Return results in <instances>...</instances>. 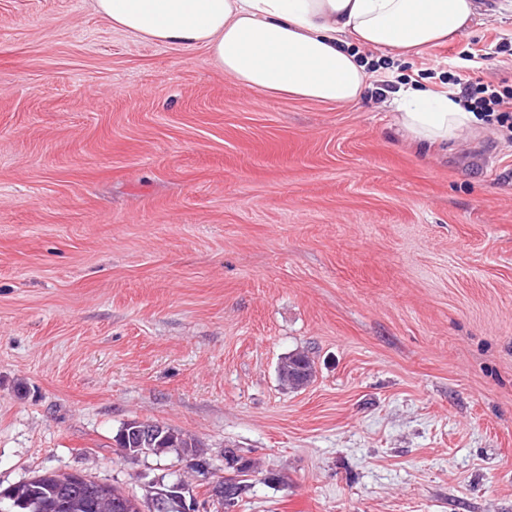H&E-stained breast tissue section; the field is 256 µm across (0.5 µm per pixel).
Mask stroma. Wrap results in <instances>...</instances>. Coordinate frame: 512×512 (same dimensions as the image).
<instances>
[{
    "mask_svg": "<svg viewBox=\"0 0 512 512\" xmlns=\"http://www.w3.org/2000/svg\"><path fill=\"white\" fill-rule=\"evenodd\" d=\"M512 40V0L395 63ZM389 96L268 97L91 0H0V486L143 497L176 454L256 464L232 512H512V142L419 150ZM308 351L303 388L278 376ZM137 420L132 419L123 423L113 437L116 447L123 457L131 459L145 455L161 457L171 451H175L182 458L189 459V461L210 464L207 453L199 449L201 447L197 440L166 424H162L163 433L153 444L146 445L142 443L136 430H140L144 436L149 437L155 434L157 429L156 423L158 422L140 420L135 427L131 422H136ZM141 448H146V451H143Z\"/></svg>",
    "mask_w": 512,
    "mask_h": 512,
    "instance_id": "stroma-1",
    "label": "stroma"
}]
</instances>
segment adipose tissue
I'll list each match as a JSON object with an SVG mask.
<instances>
[{"instance_id":"ef3b65f1","label":"adipose tissue","mask_w":512,"mask_h":512,"mask_svg":"<svg viewBox=\"0 0 512 512\" xmlns=\"http://www.w3.org/2000/svg\"><path fill=\"white\" fill-rule=\"evenodd\" d=\"M95 11L131 37L204 48L225 75L268 96L327 105L359 101L372 49L422 54L469 34L475 0H93ZM395 120L423 146L455 143L483 122L455 98L407 87Z\"/></svg>"}]
</instances>
